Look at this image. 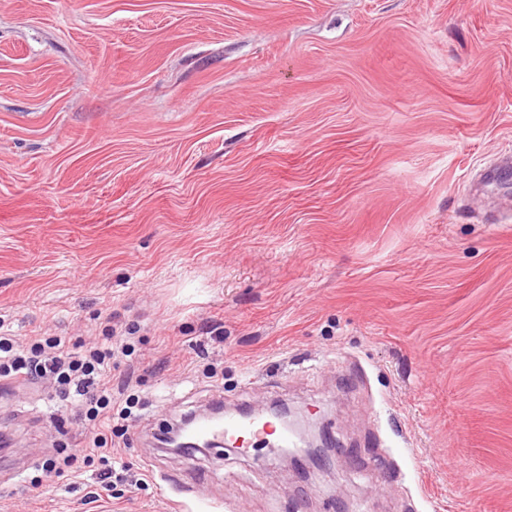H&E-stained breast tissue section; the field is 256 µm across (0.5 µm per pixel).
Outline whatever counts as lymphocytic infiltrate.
<instances>
[{
    "label": "lymphocytic infiltrate",
    "mask_w": 512,
    "mask_h": 512,
    "mask_svg": "<svg viewBox=\"0 0 512 512\" xmlns=\"http://www.w3.org/2000/svg\"><path fill=\"white\" fill-rule=\"evenodd\" d=\"M111 346L95 345L80 352L69 350L61 338L36 340L17 350L10 337L0 336V377L20 380L48 376L61 397L70 401L76 420L99 429L91 444L83 446L85 463L107 464L112 428Z\"/></svg>",
    "instance_id": "1"
}]
</instances>
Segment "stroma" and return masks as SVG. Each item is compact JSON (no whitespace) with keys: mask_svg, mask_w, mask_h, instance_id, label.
<instances>
[{"mask_svg":"<svg viewBox=\"0 0 512 512\" xmlns=\"http://www.w3.org/2000/svg\"><path fill=\"white\" fill-rule=\"evenodd\" d=\"M497 152L512 0H0V331L116 315L141 401L110 499L48 383L0 388V512H512V223L461 210ZM217 399L341 455L153 448Z\"/></svg>","mask_w":512,"mask_h":512,"instance_id":"1","label":"stroma"}]
</instances>
